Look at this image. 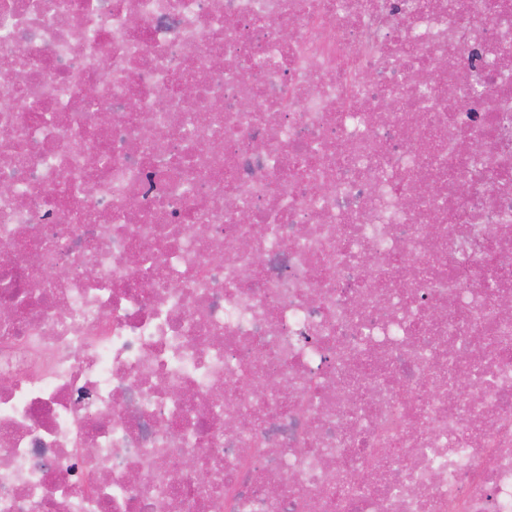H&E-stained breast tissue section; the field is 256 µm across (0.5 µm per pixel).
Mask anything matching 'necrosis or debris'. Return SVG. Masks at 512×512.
I'll return each instance as SVG.
<instances>
[{
    "instance_id": "necrosis-or-debris-1",
    "label": "necrosis or debris",
    "mask_w": 512,
    "mask_h": 512,
    "mask_svg": "<svg viewBox=\"0 0 512 512\" xmlns=\"http://www.w3.org/2000/svg\"><path fill=\"white\" fill-rule=\"evenodd\" d=\"M17 57L0 512H512V0H0Z\"/></svg>"
}]
</instances>
